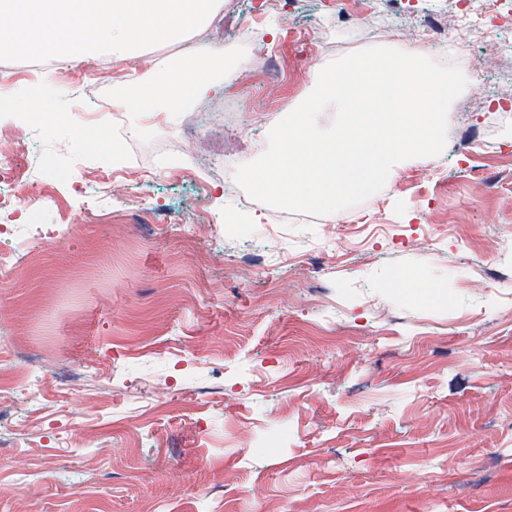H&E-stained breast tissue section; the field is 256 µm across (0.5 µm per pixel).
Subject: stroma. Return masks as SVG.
Returning <instances> with one entry per match:
<instances>
[{
	"label": "stroma",
	"instance_id": "stroma-1",
	"mask_svg": "<svg viewBox=\"0 0 512 512\" xmlns=\"http://www.w3.org/2000/svg\"><path fill=\"white\" fill-rule=\"evenodd\" d=\"M340 2L223 0L214 41L248 17L254 52L282 70L246 73L242 162L326 64L290 26L355 52L427 48L420 21L458 7L369 0L355 31L337 25ZM473 50L479 76L451 113L512 126L498 107L512 54ZM176 60L141 49L139 68L96 72L99 92ZM92 64L0 81L21 102L52 84L72 114L48 128L0 112V141L24 142L20 176L42 160L37 189L55 196L39 246L0 283V348L38 391L0 421V512H512V130L488 148L449 130L439 158L397 169L346 222L233 240L225 215L261 221L228 192L233 171L203 185L182 167L120 168L92 142ZM137 118L143 160L164 144L204 153L164 113Z\"/></svg>",
	"mask_w": 512,
	"mask_h": 512
}]
</instances>
